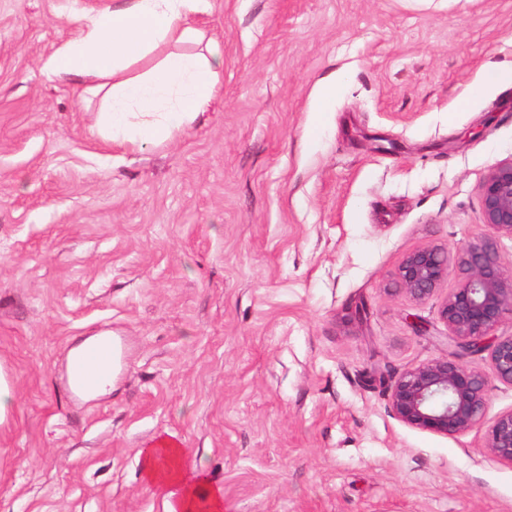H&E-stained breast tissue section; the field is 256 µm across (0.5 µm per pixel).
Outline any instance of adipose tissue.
<instances>
[{
    "mask_svg": "<svg viewBox=\"0 0 512 512\" xmlns=\"http://www.w3.org/2000/svg\"><path fill=\"white\" fill-rule=\"evenodd\" d=\"M200 0H113L110 8L76 17L77 32L43 62L47 75L82 83L103 80L96 127L105 138L137 145L191 126L217 95L216 52L174 51L138 76L129 67L160 46L199 43L191 21ZM146 482L178 492L179 512H223L224 493L179 446L165 441L140 449Z\"/></svg>",
    "mask_w": 512,
    "mask_h": 512,
    "instance_id": "1",
    "label": "adipose tissue"
}]
</instances>
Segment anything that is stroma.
<instances>
[{
	"label": "stroma",
	"mask_w": 512,
	"mask_h": 512,
	"mask_svg": "<svg viewBox=\"0 0 512 512\" xmlns=\"http://www.w3.org/2000/svg\"><path fill=\"white\" fill-rule=\"evenodd\" d=\"M108 0H0V512H167L140 448L173 436L224 512H512L485 427L410 428L388 386L441 357L456 266L423 302L409 252L484 232L512 158V0H206L211 108L144 146L47 77ZM337 80L329 112L315 92ZM119 339L111 392L70 395L71 349Z\"/></svg>",
	"instance_id": "obj_1"
}]
</instances>
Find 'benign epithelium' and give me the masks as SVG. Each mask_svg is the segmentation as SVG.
<instances>
[{"instance_id": "obj_1", "label": "benign epithelium", "mask_w": 512, "mask_h": 512, "mask_svg": "<svg viewBox=\"0 0 512 512\" xmlns=\"http://www.w3.org/2000/svg\"><path fill=\"white\" fill-rule=\"evenodd\" d=\"M487 233L467 247L425 245L409 252L397 271V283L411 299L434 296L448 277V265L460 272L457 286L444 298L440 317L448 333L446 354L403 372L389 385L394 417L418 430L445 436L463 434L481 424L491 379L512 386V334L496 327L512 315V276H505L498 239L512 238V158L492 165L479 185ZM483 351L489 370L468 367L465 359ZM485 448L512 464V410L491 421Z\"/></svg>"}]
</instances>
